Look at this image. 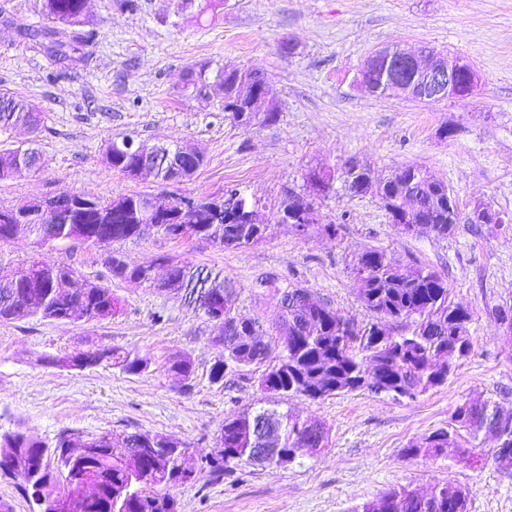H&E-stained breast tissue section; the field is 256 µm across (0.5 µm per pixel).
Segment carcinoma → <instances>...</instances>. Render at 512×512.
Returning a JSON list of instances; mask_svg holds the SVG:
<instances>
[{
  "label": "carcinoma",
  "mask_w": 512,
  "mask_h": 512,
  "mask_svg": "<svg viewBox=\"0 0 512 512\" xmlns=\"http://www.w3.org/2000/svg\"><path fill=\"white\" fill-rule=\"evenodd\" d=\"M40 10L54 23L80 27L86 23L87 0H40ZM24 37L65 57L82 43L81 33L63 41L50 27L28 28ZM214 82L224 94V112L239 127L253 96L272 94L257 68L220 69ZM43 125L44 115L34 105L0 92L1 134L18 126L37 134ZM123 142L122 138L111 139L104 158L113 170L133 179L139 159L124 150ZM170 163L156 178L187 179L203 165L204 156L185 160L174 155ZM45 166V158L33 148L0 151L1 181L34 175ZM313 174L320 181L316 194L320 199L339 189L359 196L364 192L362 185L372 177L369 169L352 160ZM377 197L386 202L383 209L390 223L407 234L446 238L456 229L457 212L448 208V184L418 165H404L390 177L377 180ZM408 197L416 199L409 214L402 211ZM143 200L142 194L101 200L59 192L35 201L32 216L0 223V244L33 236L42 247L68 242L75 248L96 249L111 277L159 294L181 296L209 320L222 321V335L214 341L219 354L210 370L211 379L220 382L247 367H261L259 387L270 400L300 396L319 400L371 392L375 387L392 398L413 399L443 384L456 362L471 352L467 329L471 312L451 300L448 281L423 266L396 264L385 250L373 248L355 258L351 274L358 299L377 321L358 325L308 288H278L275 328L282 352L278 362L267 367L263 325L236 316L230 279L168 255L158 258L166 269L158 279L153 267L132 266L117 249L149 234L175 238L180 225L189 227L190 238L227 248L249 247L263 240L268 231V225L259 220L257 202L232 190L221 200L197 197L193 208L176 207L159 224H142L138 210ZM118 312L112 289L86 278L71 265L38 256L0 275V323L37 318L91 324ZM60 363L80 368L115 366L127 374H140L147 368L133 352L105 345L78 351ZM493 429L501 438V446L492 453L497 462L500 456L512 454V414H504L488 399L464 400L451 411L448 428L409 442L403 454L413 457L431 452L460 459L463 449L480 447L486 432ZM218 436L224 457L200 455V463L215 477L234 465L249 464L253 448L268 449L267 466L280 468L285 456L295 459L328 445V432L321 423L274 409L231 414L224 418ZM150 437L167 441L162 435L134 432L119 446L104 441L97 453L82 455L77 449L85 447L84 437L78 434L60 436L50 446L18 427L0 433V472L21 481L38 512H46L61 500L68 502L69 512H180L169 487L193 481L196 462L184 453L141 457L143 441ZM351 512H469V492L449 480L436 483L425 495L393 488Z\"/></svg>",
  "instance_id": "obj_1"
}]
</instances>
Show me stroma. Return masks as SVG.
<instances>
[{"label": "stroma", "mask_w": 512, "mask_h": 512, "mask_svg": "<svg viewBox=\"0 0 512 512\" xmlns=\"http://www.w3.org/2000/svg\"><path fill=\"white\" fill-rule=\"evenodd\" d=\"M89 0L88 39L63 59L24 39L42 25L37 0H0V90L35 104L45 123L35 146L38 174L0 182V207L14 208L67 190L101 199L142 193L220 197L230 189L258 200L267 236L246 248L150 235L123 244L130 263L163 255L224 272L237 292L236 313L267 321L275 311L260 281L313 290L359 323L375 315L358 299L351 266L369 248L418 264L448 281L468 308L470 354L447 381L416 398L364 391L320 401L293 398L289 410L321 422L326 448L285 468L240 466L221 479L198 472L172 493L180 512H349L396 486L424 493L436 482L469 489L470 512H512V470L491 458L485 440L472 462L402 456L409 441L445 427L466 398L512 412V334L492 314L512 305V223L477 230L459 223L445 238L398 232L372 195L338 192L318 200L321 224L296 235L279 223L309 170L348 159L386 178L405 164L444 181L461 211L480 200L512 215V0ZM427 45L464 57L480 77L464 99L376 97L356 77L377 48ZM207 68H260L280 118L244 129L224 118L222 95L198 97L186 74ZM455 127L443 137V127ZM127 135L204 152L189 180H132L103 160L109 138ZM335 225V236L322 227ZM89 279L107 284L121 309L96 323L21 320L0 324V429L22 425L47 443L66 433L151 432L209 452L225 417L263 406L258 374L247 368L215 384L216 324L172 297L112 278L97 250L59 242L47 250ZM94 345L135 352L147 368L72 369L55 357ZM190 360L182 378L173 359Z\"/></svg>", "instance_id": "35a3bbf8"}]
</instances>
